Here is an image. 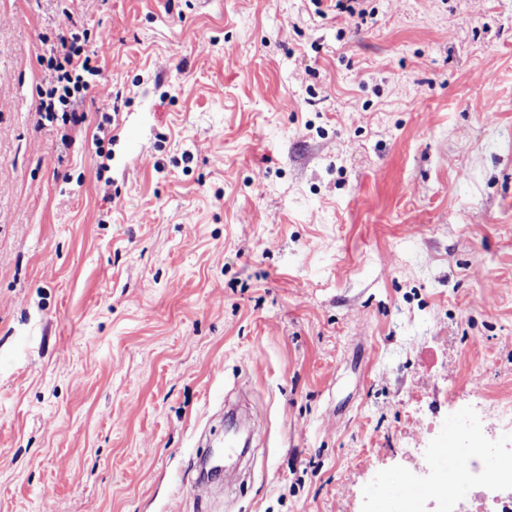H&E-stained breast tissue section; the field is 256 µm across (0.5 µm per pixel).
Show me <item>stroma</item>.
I'll return each instance as SVG.
<instances>
[{
  "label": "stroma",
  "mask_w": 512,
  "mask_h": 512,
  "mask_svg": "<svg viewBox=\"0 0 512 512\" xmlns=\"http://www.w3.org/2000/svg\"><path fill=\"white\" fill-rule=\"evenodd\" d=\"M362 6L0 0V512H375L512 403V0ZM70 31L58 34L57 44H52L48 56L40 55L39 63L44 67V86L39 89L36 112L41 121L53 123L61 114L62 121L80 126L86 121V113L79 112V104L91 86L92 78L99 75L100 68L93 65L90 55L84 54L81 41L90 35Z\"/></svg>",
  "instance_id": "stroma-1"
}]
</instances>
